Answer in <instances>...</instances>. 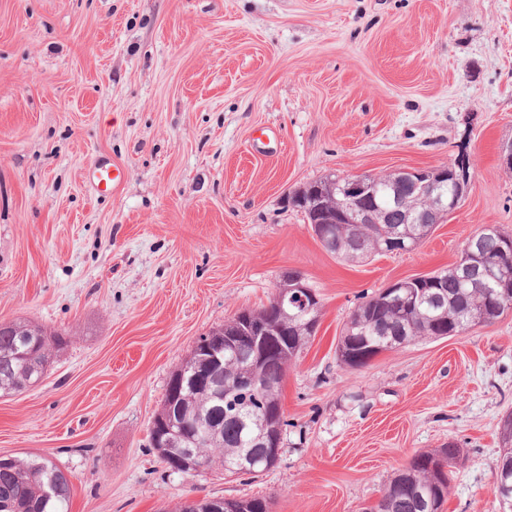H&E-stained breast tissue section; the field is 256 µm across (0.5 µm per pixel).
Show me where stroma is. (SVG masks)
Listing matches in <instances>:
<instances>
[{
    "mask_svg": "<svg viewBox=\"0 0 512 512\" xmlns=\"http://www.w3.org/2000/svg\"><path fill=\"white\" fill-rule=\"evenodd\" d=\"M512 0H0V322L69 343L0 395V453L68 473V512H176L190 497L271 512H364L418 452L467 448L443 512H501L512 309L351 369L360 302L512 232ZM126 170L108 197L85 181ZM470 166L459 208L415 250L347 264L286 199L329 175ZM317 293L289 368L280 459L252 477L169 471L149 430L200 336ZM86 178L99 195H107L117 191L123 185L126 174L118 165L101 158L87 168ZM502 236L510 237L512 238V235H509L508 233L504 232L497 224H482L478 228V230L475 232L474 235L467 238L463 245L462 249V255L467 253L473 257H476L474 252L472 251L474 248L479 250V241L480 239L482 241V248L480 249L481 257L484 261H492L495 258L499 256V251L503 255H510L512 253V240L506 239L508 247L503 248L501 247V250L499 249L501 243H502ZM473 237V238H472ZM474 237H477L478 239L475 240ZM472 238V239H471ZM471 239V241H470ZM470 241V243H469ZM469 243V244H468ZM468 244V246H467ZM467 246V247H466Z\"/></svg>",
    "mask_w": 512,
    "mask_h": 512,
    "instance_id": "stroma-1",
    "label": "stroma"
}]
</instances>
